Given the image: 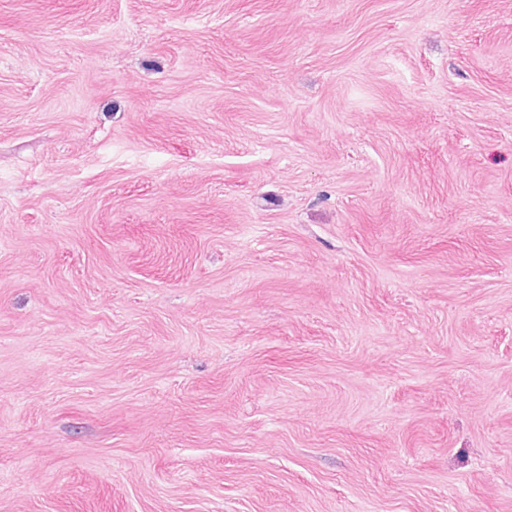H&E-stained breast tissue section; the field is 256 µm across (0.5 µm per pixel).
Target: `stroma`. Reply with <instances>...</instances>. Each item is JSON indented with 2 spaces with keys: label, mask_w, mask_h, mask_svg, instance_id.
<instances>
[{
  "label": "stroma",
  "mask_w": 512,
  "mask_h": 512,
  "mask_svg": "<svg viewBox=\"0 0 512 512\" xmlns=\"http://www.w3.org/2000/svg\"><path fill=\"white\" fill-rule=\"evenodd\" d=\"M0 512H512V0H0Z\"/></svg>",
  "instance_id": "35a3bbf8"
}]
</instances>
